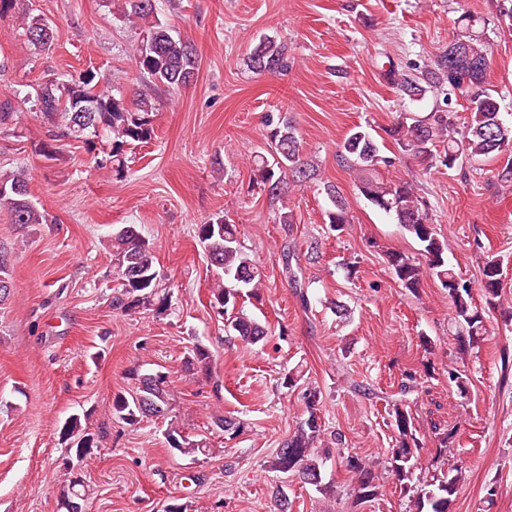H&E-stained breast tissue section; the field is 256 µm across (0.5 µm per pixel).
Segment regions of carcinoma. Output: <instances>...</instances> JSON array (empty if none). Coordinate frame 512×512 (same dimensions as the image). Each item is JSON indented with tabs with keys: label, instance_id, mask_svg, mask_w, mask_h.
Segmentation results:
<instances>
[{
	"label": "carcinoma",
	"instance_id": "1",
	"mask_svg": "<svg viewBox=\"0 0 512 512\" xmlns=\"http://www.w3.org/2000/svg\"><path fill=\"white\" fill-rule=\"evenodd\" d=\"M9 13L21 20L29 45L40 50L52 47L58 36L57 29L41 16L32 14V7L24 0H0V15ZM120 17L139 29L142 35L132 58L133 67L140 74L174 90L185 88L194 81L199 67L197 50L191 41L174 34L159 19L155 0H123ZM480 23L479 17L463 13L458 31L435 65L420 74L408 73L393 65L387 70L396 92L412 101L423 99L429 92L443 96L445 103L458 94L469 101L470 117L461 124L456 122L454 113L438 109L425 119L403 116L389 129L396 144L421 158L428 168L444 167L451 171L466 159L512 155V125L503 123L497 101L484 89L489 58L477 28ZM248 66L258 75L283 71L288 67L286 44L275 37L260 39L248 56ZM97 77L98 74L90 69L67 81L48 80L37 91V104L45 115L64 123V134L68 136L81 138L89 134L95 137L101 130L108 132L112 139V163L116 174L120 175L124 170L125 146L151 140L153 120L147 103L129 107L123 99L104 90L96 81ZM264 122L270 128V152L267 156L261 153L254 156L253 181L268 189L269 195L279 197L285 193L287 178L301 182L312 176L314 165L304 156L302 141L287 117L270 112L265 115ZM337 161L355 169L359 193L402 225L418 245L416 257L396 250L385 253L397 282L415 292L424 276L437 278L448 290L462 342L476 343L486 331L484 313L496 308L502 295L504 269L500 259L493 254L483 258L480 285L485 304L481 306L475 300L473 282L448 265L446 244L440 239L429 208L419 199L414 184L382 176L380 165L390 166L394 161L380 155L378 143L371 133L361 126L352 129L340 146ZM325 191L333 203V209L327 211L328 224L331 230L341 231L351 223L352 217L335 186L329 184ZM0 209L9 213L14 224L50 222L49 214L40 210L30 198L28 179L23 172L0 175ZM196 236L216 271L211 307L221 315L230 309L235 311L230 321L232 329L249 343L260 342L267 335L265 326L238 307V299L243 294L251 295V291L258 288V280L257 268L242 250L235 225L218 216L196 225ZM110 247L122 288L117 304L126 311L152 305L159 272L149 243L135 226L126 225L112 235ZM10 266L11 250L1 245L0 303L7 301L11 294ZM142 382L149 386L139 389L137 396H115L112 415L132 424L148 415H162L169 410L167 376L159 372L147 374L142 377ZM308 399L309 416L277 449L271 467L281 473H291L300 482L316 487L321 483L324 457L312 454L311 448L319 440L322 429L313 412L316 393H309ZM394 422L399 441L398 448L392 452L391 467L403 480L411 473L419 442L408 411L396 409ZM60 434L75 455L77 466H89L98 445L82 426L80 418H69ZM339 459L346 470L357 477L359 498H372L377 488L374 470L353 456L341 455ZM460 481L461 475L457 473L445 475L435 489L425 492L420 508L426 512H450L452 496ZM81 486L82 480L69 479L68 489L58 501L62 512H70L69 506L82 498Z\"/></svg>",
	"mask_w": 512,
	"mask_h": 512
}]
</instances>
